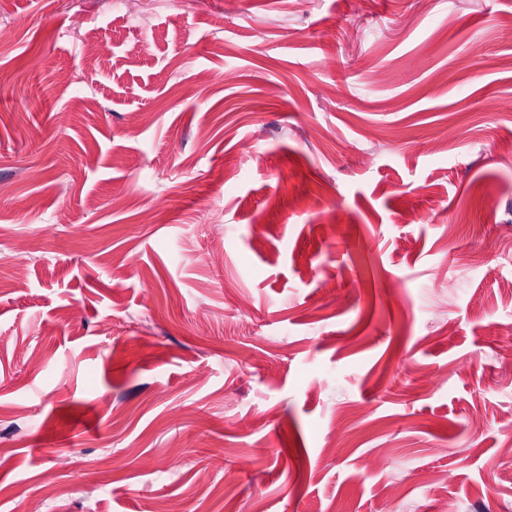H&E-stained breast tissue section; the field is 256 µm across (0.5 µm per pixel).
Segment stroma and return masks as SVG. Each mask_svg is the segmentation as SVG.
<instances>
[{"mask_svg":"<svg viewBox=\"0 0 512 512\" xmlns=\"http://www.w3.org/2000/svg\"><path fill=\"white\" fill-rule=\"evenodd\" d=\"M141 7L0 0V512H512V0Z\"/></svg>","mask_w":512,"mask_h":512,"instance_id":"stroma-1","label":"stroma"}]
</instances>
